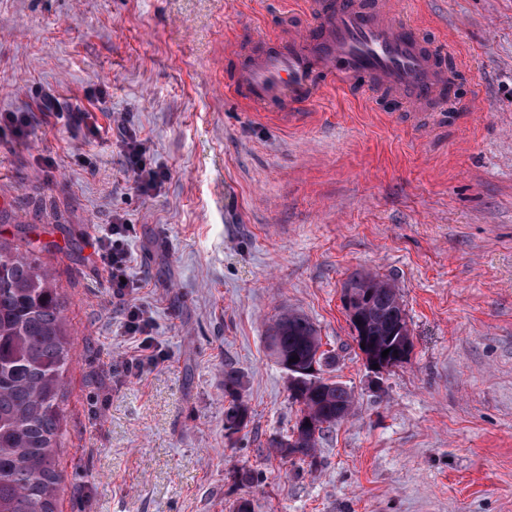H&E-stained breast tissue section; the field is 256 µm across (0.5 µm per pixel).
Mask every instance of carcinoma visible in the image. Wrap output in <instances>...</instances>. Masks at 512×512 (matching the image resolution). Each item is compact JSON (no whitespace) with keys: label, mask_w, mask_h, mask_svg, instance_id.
<instances>
[{"label":"carcinoma","mask_w":512,"mask_h":512,"mask_svg":"<svg viewBox=\"0 0 512 512\" xmlns=\"http://www.w3.org/2000/svg\"><path fill=\"white\" fill-rule=\"evenodd\" d=\"M343 298L360 301L363 330L357 344H372L375 356L411 341L399 290L364 270L353 271ZM57 288L47 272L9 245L0 235V512H56L62 484L57 468L60 447L64 373L71 348ZM276 362L329 366L336 356L322 349V339L305 316L285 312L268 329ZM242 376L224 367L227 428L247 425L248 406L240 400ZM300 416L292 433L271 445L288 456L312 457L323 432L347 418L353 396L342 384L305 374L290 385Z\"/></svg>","instance_id":"1"}]
</instances>
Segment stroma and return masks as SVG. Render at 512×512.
I'll return each instance as SVG.
<instances>
[{
  "instance_id": "obj_1",
  "label": "stroma",
  "mask_w": 512,
  "mask_h": 512,
  "mask_svg": "<svg viewBox=\"0 0 512 512\" xmlns=\"http://www.w3.org/2000/svg\"><path fill=\"white\" fill-rule=\"evenodd\" d=\"M402 10L461 57L453 103L331 86L285 123L234 96V50L309 24L305 0H0V114L30 117L27 136L0 129V233L56 242L38 260L73 350L57 512H512V0ZM129 134L157 187H136ZM117 219L123 301L96 254ZM361 269L398 287L413 341L378 372L343 306ZM131 303L161 354L139 376ZM285 311L354 398L305 460L270 445L299 415L265 345ZM242 386V376L231 365L224 367V393L229 398V406L224 411L225 421L229 430H238L246 426L250 414L248 406L240 400L239 390Z\"/></svg>"
}]
</instances>
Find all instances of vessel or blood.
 <instances>
[{
  "label": "vessel or blood",
  "mask_w": 512,
  "mask_h": 512,
  "mask_svg": "<svg viewBox=\"0 0 512 512\" xmlns=\"http://www.w3.org/2000/svg\"><path fill=\"white\" fill-rule=\"evenodd\" d=\"M309 7L312 26L241 48L245 61L232 88L246 105L288 118L333 82L385 91L413 109L455 98L445 54L402 17L396 0H311Z\"/></svg>",
  "instance_id": "b4317fda"
}]
</instances>
